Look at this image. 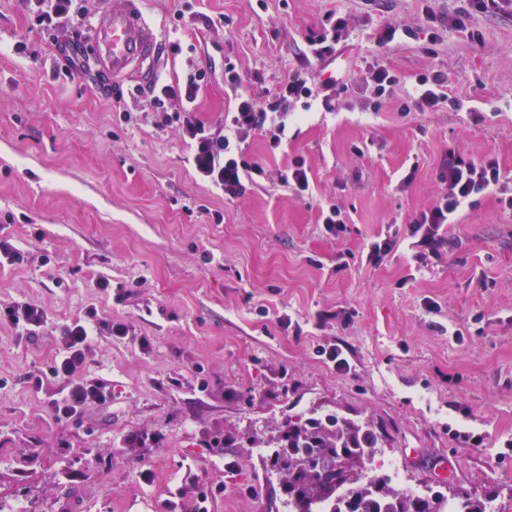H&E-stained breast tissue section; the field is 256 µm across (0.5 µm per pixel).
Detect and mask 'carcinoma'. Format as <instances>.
I'll return each instance as SVG.
<instances>
[{"mask_svg": "<svg viewBox=\"0 0 512 512\" xmlns=\"http://www.w3.org/2000/svg\"><path fill=\"white\" fill-rule=\"evenodd\" d=\"M380 441L374 424L327 413L290 418L276 438L254 436L250 444L271 449L286 512H316L321 503L330 504V512H419L420 498L402 492L383 472L369 474ZM342 453L353 464L338 484L336 457Z\"/></svg>", "mask_w": 512, "mask_h": 512, "instance_id": "cac0c4a2", "label": "carcinoma"}]
</instances>
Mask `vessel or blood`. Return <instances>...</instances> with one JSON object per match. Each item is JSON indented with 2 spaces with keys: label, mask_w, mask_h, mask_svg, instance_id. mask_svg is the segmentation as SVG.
<instances>
[{
  "label": "vessel or blood",
  "mask_w": 512,
  "mask_h": 512,
  "mask_svg": "<svg viewBox=\"0 0 512 512\" xmlns=\"http://www.w3.org/2000/svg\"><path fill=\"white\" fill-rule=\"evenodd\" d=\"M146 0H120L119 6L102 12L93 26V44L103 68L113 77L139 68V79L157 76L164 60V39L149 17Z\"/></svg>",
  "instance_id": "b4317fda"
}]
</instances>
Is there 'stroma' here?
<instances>
[{"mask_svg": "<svg viewBox=\"0 0 512 512\" xmlns=\"http://www.w3.org/2000/svg\"><path fill=\"white\" fill-rule=\"evenodd\" d=\"M112 2L78 0L80 18L45 30L33 0H0V238L25 256L0 263V305L46 313L34 336L0 323V507L165 512L175 495L177 512H193L195 481L223 483L212 512H282L279 476L251 436L333 411L374 423L384 436L375 462L394 465L399 482L512 512V214L495 194L478 197L423 265L407 235L443 190L446 150L495 159L512 180V11L474 15L473 41L451 23L462 0H146L179 46L158 81L205 73L194 101L160 109L150 86L67 65L89 55ZM330 10L348 27L321 61L305 38ZM390 24L415 38L379 45ZM57 37L74 43L69 55ZM376 59L400 78L379 99L361 88ZM228 63L239 87L224 78ZM434 68L459 107L414 106L416 76ZM331 71L332 111L313 101L275 150L252 136L245 153L264 173L232 201L197 176L181 125L161 122L192 112L219 131L236 93L291 73L318 92ZM295 158L312 195L280 181ZM331 204L347 216L338 236L319 222ZM381 233L398 244L373 267L364 256ZM91 305L129 330H95L86 351L84 377L112 398L58 422L50 403L67 388L49 367L64 326ZM330 347L347 370L320 356ZM445 459L455 465L446 482L434 476Z\"/></svg>", "mask_w": 512, "mask_h": 512, "instance_id": "35a3bbf8", "label": "stroma"}]
</instances>
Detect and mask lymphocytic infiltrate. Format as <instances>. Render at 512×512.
Here are the masks:
<instances>
[{
  "mask_svg": "<svg viewBox=\"0 0 512 512\" xmlns=\"http://www.w3.org/2000/svg\"><path fill=\"white\" fill-rule=\"evenodd\" d=\"M346 28L344 17L333 11L326 12L318 31L306 40L309 53L319 60L335 54ZM313 96L306 81L294 73L275 90L241 96L234 109L224 114L223 133L212 132L195 116H184L182 127L191 141L190 162L194 170L221 190L225 199L234 200L244 195L247 175L263 172L258 163L247 161L244 156L247 139L261 132L268 136L271 148L280 147L288 139V118L294 103L312 100ZM439 178L446 185L445 193L433 208L419 213L409 225L413 257L420 263L427 257L439 255L447 241L443 227L453 223L461 207L472 203L474 197L497 188L504 180L496 160L477 162L455 149L443 155ZM96 317V308H89L83 319L67 325L64 330V350L50 367L51 374L68 385L66 395L52 403L57 420L81 416L112 397L109 386L103 381L82 376L93 333L91 323Z\"/></svg>",
  "mask_w": 512,
  "mask_h": 512,
  "instance_id": "lymphocytic-infiltrate-1",
  "label": "lymphocytic infiltrate"
}]
</instances>
